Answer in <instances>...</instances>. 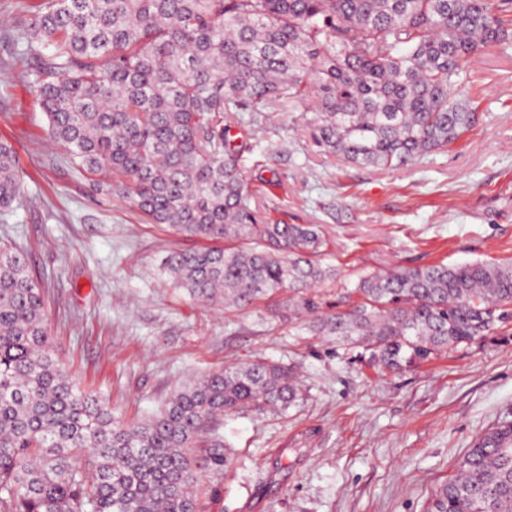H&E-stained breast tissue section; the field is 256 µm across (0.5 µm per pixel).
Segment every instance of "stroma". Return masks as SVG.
Wrapping results in <instances>:
<instances>
[{"instance_id":"obj_1","label":"stroma","mask_w":512,"mask_h":512,"mask_svg":"<svg viewBox=\"0 0 512 512\" xmlns=\"http://www.w3.org/2000/svg\"><path fill=\"white\" fill-rule=\"evenodd\" d=\"M37 4L0 0V140L17 152L24 189L21 205L0 215V241L26 251L64 366L133 420L206 371L293 363L302 394L286 412L219 423L234 463L219 496H201V512H426L473 439L512 421V343L476 342L382 375L302 331L278 303L228 313L179 294L161 263L204 240L176 236L99 190L47 134L20 39ZM471 79L475 127L400 169L324 154L312 112L290 106L244 112L232 125L264 215L322 225L325 262L339 270L324 301L361 270L512 261V47L487 48Z\"/></svg>"}]
</instances>
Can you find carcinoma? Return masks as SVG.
Here are the masks:
<instances>
[{"label": "carcinoma", "mask_w": 512, "mask_h": 512, "mask_svg": "<svg viewBox=\"0 0 512 512\" xmlns=\"http://www.w3.org/2000/svg\"><path fill=\"white\" fill-rule=\"evenodd\" d=\"M21 38L50 139L150 223L224 242L166 255L189 299L242 311L286 292L288 319L380 373L512 335L511 263L363 273L322 311L338 272L321 225L263 223L224 138L240 112L312 101L319 144L347 163L442 150L476 123L468 63L512 44V0H42ZM22 195L0 141V211ZM299 395L295 366L259 359L116 417L61 365L26 255L0 243V512H200L233 464L218 420ZM427 512H512V421L473 441Z\"/></svg>", "instance_id": "1"}]
</instances>
